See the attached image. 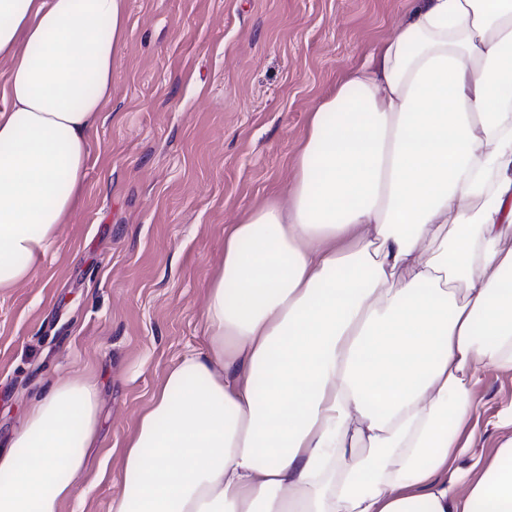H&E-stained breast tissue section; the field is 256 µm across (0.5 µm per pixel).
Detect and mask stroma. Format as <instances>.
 I'll list each match as a JSON object with an SVG mask.
<instances>
[{"mask_svg": "<svg viewBox=\"0 0 512 512\" xmlns=\"http://www.w3.org/2000/svg\"><path fill=\"white\" fill-rule=\"evenodd\" d=\"M410 0H128L82 207L33 278L0 293V448L32 400L87 374L100 398L83 512L122 493L123 449L168 369L205 346L224 229L286 199L319 97L395 30ZM481 439L512 401L482 374Z\"/></svg>", "mask_w": 512, "mask_h": 512, "instance_id": "obj_1", "label": "stroma"}]
</instances>
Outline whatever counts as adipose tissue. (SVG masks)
<instances>
[{"mask_svg":"<svg viewBox=\"0 0 512 512\" xmlns=\"http://www.w3.org/2000/svg\"><path fill=\"white\" fill-rule=\"evenodd\" d=\"M127 0H0V291L76 209ZM287 204L224 231L205 348L166 373L109 512H512L479 370L512 378V0H413L310 115ZM81 376L0 448V512H60L97 439ZM469 466H462V459Z\"/></svg>","mask_w":512,"mask_h":512,"instance_id":"1","label":"adipose tissue"}]
</instances>
